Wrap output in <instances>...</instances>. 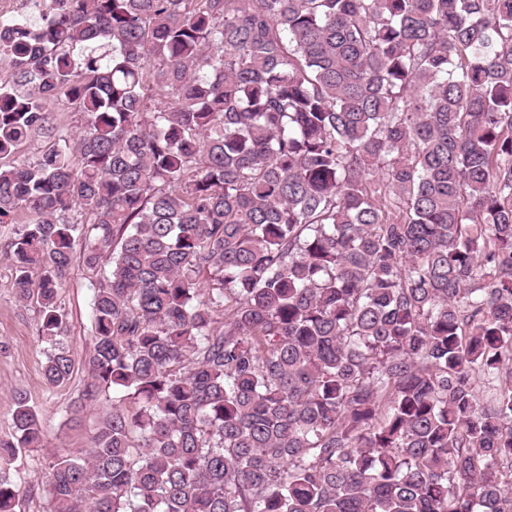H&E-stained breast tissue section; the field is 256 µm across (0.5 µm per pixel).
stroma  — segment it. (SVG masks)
I'll use <instances>...</instances> for the list:
<instances>
[{
  "label": "stroma",
  "mask_w": 512,
  "mask_h": 512,
  "mask_svg": "<svg viewBox=\"0 0 512 512\" xmlns=\"http://www.w3.org/2000/svg\"><path fill=\"white\" fill-rule=\"evenodd\" d=\"M0 224V438L13 432L16 395H25L46 430L43 447L21 449L14 466L23 478L20 512H51L46 478L57 456L91 447L99 417L112 409L111 392H103L92 405L82 403L89 380L86 360L94 349L90 333L93 294L88 276L74 266L58 290L64 314V332L74 368L68 380L49 385L43 376L46 345L40 336L35 301L20 302L12 288L14 257L9 246L17 224Z\"/></svg>",
  "instance_id": "stroma-1"
}]
</instances>
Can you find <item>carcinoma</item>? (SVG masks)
I'll list each match as a JSON object with an SVG mask.
<instances>
[{"label": "carcinoma", "mask_w": 512, "mask_h": 512, "mask_svg": "<svg viewBox=\"0 0 512 512\" xmlns=\"http://www.w3.org/2000/svg\"><path fill=\"white\" fill-rule=\"evenodd\" d=\"M28 5L13 288L58 385V288L100 275L83 400L116 397L54 512H512V0ZM12 420L6 465L45 436ZM45 112H50L51 121L57 126H63L73 132L80 131L82 117L76 112H69L66 104L60 99H48L44 104Z\"/></svg>", "instance_id": "obj_1"}]
</instances>
